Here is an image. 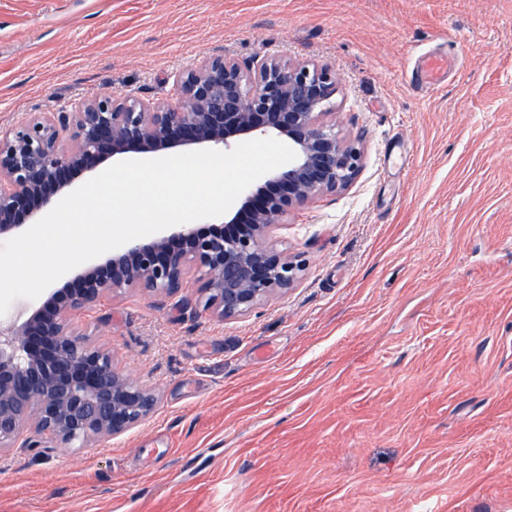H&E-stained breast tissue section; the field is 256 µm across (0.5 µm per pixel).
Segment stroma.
<instances>
[{
  "instance_id": "obj_1",
  "label": "stroma",
  "mask_w": 512,
  "mask_h": 512,
  "mask_svg": "<svg viewBox=\"0 0 512 512\" xmlns=\"http://www.w3.org/2000/svg\"><path fill=\"white\" fill-rule=\"evenodd\" d=\"M219 55L329 66L363 167L276 230L306 266L246 316L76 319L160 402L0 454V512H512V0H0V131Z\"/></svg>"
}]
</instances>
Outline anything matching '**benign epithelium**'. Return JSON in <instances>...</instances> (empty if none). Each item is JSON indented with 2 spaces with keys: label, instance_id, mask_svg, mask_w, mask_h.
Returning <instances> with one entry per match:
<instances>
[{
  "label": "benign epithelium",
  "instance_id": "7a95c632",
  "mask_svg": "<svg viewBox=\"0 0 512 512\" xmlns=\"http://www.w3.org/2000/svg\"><path fill=\"white\" fill-rule=\"evenodd\" d=\"M176 98L102 94L68 112H35L0 135V238L26 231L71 192L67 175L126 153L226 148L258 136L288 140L296 157L241 194L224 228L189 224L132 242L55 289L22 322H0V451L44 440L86 445L132 432L159 395L132 381L112 349L73 326L104 296L137 289L171 298L197 271L195 302L216 318L251 312L302 270L272 244L295 209L347 190L362 167L361 139L326 120L336 73L327 65L271 57L257 65L217 56L182 70Z\"/></svg>",
  "mask_w": 512,
  "mask_h": 512
}]
</instances>
